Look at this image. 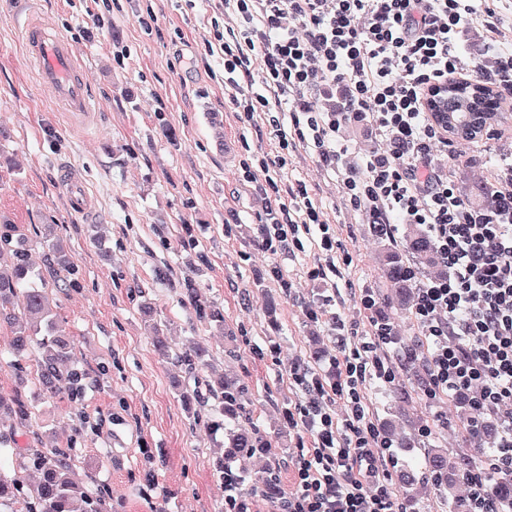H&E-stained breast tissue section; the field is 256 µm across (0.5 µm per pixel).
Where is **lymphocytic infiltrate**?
I'll return each mask as SVG.
<instances>
[{"label":"lymphocytic infiltrate","instance_id":"obj_1","mask_svg":"<svg viewBox=\"0 0 512 512\" xmlns=\"http://www.w3.org/2000/svg\"><path fill=\"white\" fill-rule=\"evenodd\" d=\"M478 0H224L233 23L216 31L231 102L245 121L268 117L278 140L262 169L284 168L305 149L341 173L345 201L365 223L429 228L444 276L420 282L413 319L426 347L428 402L458 401L462 431L495 425L493 450L463 477L472 512H505L490 487L512 475V162L494 177L506 207L488 212L458 194L450 171L436 169L448 131L431 121L426 91L450 79L484 80L512 96V46L497 38L496 11ZM486 31L489 70L465 68L460 36L474 21ZM362 122L384 147L349 157L338 141L346 122ZM244 179L265 199L263 249L292 255L318 229L319 261L307 275L329 282L339 242L303 181L280 190L273 177ZM392 327L377 323L367 341L343 352L326 372L295 365L300 396L288 426L310 438L293 463L295 488L279 512H401L390 445L372 420L368 380L389 382Z\"/></svg>","mask_w":512,"mask_h":512}]
</instances>
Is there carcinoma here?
I'll return each instance as SVG.
<instances>
[{
  "instance_id": "carcinoma-1",
  "label": "carcinoma",
  "mask_w": 512,
  "mask_h": 512,
  "mask_svg": "<svg viewBox=\"0 0 512 512\" xmlns=\"http://www.w3.org/2000/svg\"><path fill=\"white\" fill-rule=\"evenodd\" d=\"M483 104L478 110L469 97L448 99L446 122L448 132L459 141L470 143L483 135L486 129L501 124L504 118L502 98L494 89L480 80L463 81ZM473 204L493 211L501 200L495 190L483 187L473 199ZM380 240L378 259L386 281V291L380 295L384 306L390 310L389 318L396 319L410 312L412 272L438 267L432 235L422 224H407L402 233L403 249L393 244V229L373 227ZM44 248V266H37L29 249L21 244V234L13 224L4 225L0 231V317L9 313L13 328L12 352L16 356L32 353L36 363L37 395L54 399L62 394L77 405L86 387L87 374L73 357L69 337L58 331L57 315L48 292L50 279L64 273L68 288L80 287L76 266L68 257L48 224L41 237ZM183 304L193 311L200 321H217L220 312L202 296L192 281L183 283ZM152 341L158 354L167 359L171 348L164 330L158 324L151 326ZM407 363L403 376H395L390 389L404 393L406 383L419 376L424 346L416 336L403 341ZM186 363L189 373L196 374L209 365L210 352L206 345L195 343L176 355ZM205 391L214 399L212 414L207 420L211 429L224 432V452L215 458V467L224 471V461L238 458H258L264 461L261 475L255 484L270 508L279 509L285 492L274 466L276 445L274 436L247 421L253 391L236 376L223 375L205 383ZM32 404L16 396L0 393V420L7 417L18 428L31 421ZM72 458L67 449L25 448L18 450L15 435L0 432V506L22 503L21 512H112L108 509L111 497L104 489L88 488L72 479ZM35 469L38 476L26 482L21 472ZM459 469L448 462V453L434 449L427 456L416 460L402 470V486L413 504L415 486L432 483L441 492H448V507L464 512L463 502L454 494L456 474Z\"/></svg>"
}]
</instances>
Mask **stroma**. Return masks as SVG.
I'll use <instances>...</instances> for the list:
<instances>
[{
  "label": "stroma",
  "instance_id": "obj_1",
  "mask_svg": "<svg viewBox=\"0 0 512 512\" xmlns=\"http://www.w3.org/2000/svg\"><path fill=\"white\" fill-rule=\"evenodd\" d=\"M39 14L70 38L86 65L100 109L98 120L70 129L63 108L38 85L37 66L19 45L14 19L24 0H0V224H15L35 262H43L39 231L53 224L80 273L79 290L54 289L57 318L74 356L89 374L80 407L90 423L70 427L76 407L65 397L33 406L32 446H75L74 478L112 491V512H224V480L213 467L223 435L193 425L198 404H185L174 381L185 369L153 350L146 319L169 327L174 350L206 343L217 371L253 388L250 420L277 435L276 466L292 490L299 434L284 411L296 402L288 371L305 360L309 339L321 337V365L338 355L327 325L303 308L318 292L307 271L318 261L313 244L289 258L259 247L264 202L242 179L244 167L275 155L277 140L263 115L241 120L224 86V61L205 42L220 19L213 0H39ZM152 14L151 30L137 15ZM452 168L462 197L490 183L512 155V123L499 138L461 147ZM70 166L95 200L83 221L60 182ZM305 181L352 259L336 279L335 311L359 334L370 333L383 307L361 310L362 289L380 292L377 243L360 211L346 205L340 175L301 150L290 153L282 185ZM281 267L284 278L271 275ZM192 280L224 316L223 329L198 321L182 302ZM0 325V391L30 397L35 362L8 354ZM430 438L400 448V463L421 448L456 455L463 410L428 403L421 386L408 388Z\"/></svg>",
  "mask_w": 512,
  "mask_h": 512
}]
</instances>
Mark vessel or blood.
Segmentation results:
<instances>
[{
	"label": "vessel or blood",
	"instance_id": "1",
	"mask_svg": "<svg viewBox=\"0 0 512 512\" xmlns=\"http://www.w3.org/2000/svg\"><path fill=\"white\" fill-rule=\"evenodd\" d=\"M17 35L28 58L38 65L41 84L64 106L70 122L86 125L93 121L98 102L71 41L36 16L20 23ZM68 185L71 209L77 214L92 216L91 200L82 182L72 178Z\"/></svg>",
	"mask_w": 512,
	"mask_h": 512
}]
</instances>
